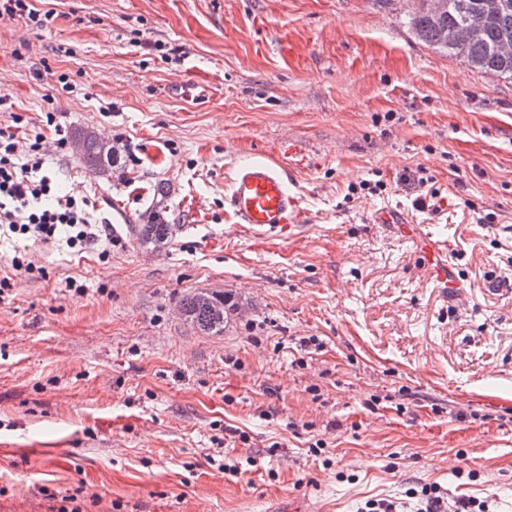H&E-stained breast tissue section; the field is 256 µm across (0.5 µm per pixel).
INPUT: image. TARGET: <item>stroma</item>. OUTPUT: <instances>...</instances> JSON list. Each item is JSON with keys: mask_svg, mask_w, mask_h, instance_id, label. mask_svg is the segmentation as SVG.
Returning <instances> with one entry per match:
<instances>
[{"mask_svg": "<svg viewBox=\"0 0 512 512\" xmlns=\"http://www.w3.org/2000/svg\"><path fill=\"white\" fill-rule=\"evenodd\" d=\"M416 6L39 0L50 28L0 21V128L49 136L51 116L135 154L104 176L70 145L45 163L95 218L123 202L108 254L0 239V512L75 491L86 512H418L425 483L512 512V79L420 43ZM255 160L298 193L288 239L224 209ZM388 207L460 289L374 223ZM158 219L167 241L143 244ZM192 291L238 300L223 334L185 321ZM417 251L424 265L438 282L445 284L447 288L448 286L458 288L448 254L440 248L438 242L423 240L418 243Z\"/></svg>", "mask_w": 512, "mask_h": 512, "instance_id": "35a3bbf8", "label": "stroma"}]
</instances>
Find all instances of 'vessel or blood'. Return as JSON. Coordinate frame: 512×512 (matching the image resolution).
<instances>
[{
    "label": "vessel or blood",
    "instance_id": "1",
    "mask_svg": "<svg viewBox=\"0 0 512 512\" xmlns=\"http://www.w3.org/2000/svg\"><path fill=\"white\" fill-rule=\"evenodd\" d=\"M224 205L236 223L264 238L291 235L301 223L300 201L290 179L266 162L234 167L224 194ZM417 251L438 282L456 286L448 255L438 242L421 241Z\"/></svg>",
    "mask_w": 512,
    "mask_h": 512
}]
</instances>
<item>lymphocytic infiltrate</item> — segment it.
I'll list each match as a JSON object with an SVG mask.
<instances>
[{
	"label": "lymphocytic infiltrate",
	"mask_w": 512,
	"mask_h": 512,
	"mask_svg": "<svg viewBox=\"0 0 512 512\" xmlns=\"http://www.w3.org/2000/svg\"><path fill=\"white\" fill-rule=\"evenodd\" d=\"M45 140L35 135L26 153H19L14 133L0 130V233L8 231L47 242L65 233L68 249L82 253L114 244L109 220L91 222L73 194L58 195L43 174ZM420 512H490L487 502L471 496L448 499L437 484L422 485Z\"/></svg>",
	"instance_id": "lymphocytic-infiltrate-1"
}]
</instances>
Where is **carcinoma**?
<instances>
[{
  "label": "carcinoma",
  "mask_w": 512,
  "mask_h": 512,
  "mask_svg": "<svg viewBox=\"0 0 512 512\" xmlns=\"http://www.w3.org/2000/svg\"><path fill=\"white\" fill-rule=\"evenodd\" d=\"M480 0H448V10L435 16L425 6V0H418L412 12L410 24L415 36L425 45L447 55L460 59L470 67L487 75L512 78V57L498 55L496 45L505 39L512 40V5L492 16L479 12ZM467 21H477L484 26L485 37L480 42L468 44H448L441 42V32L445 28L461 25ZM78 144V158L81 164L94 174L112 172L113 159L108 155L104 143L94 132L80 130L73 136ZM170 225L155 221L136 228L141 241L158 245L168 237ZM237 302L230 293L209 294L191 292L179 303V309L187 321L208 335L224 332V321L233 312Z\"/></svg>",
  "instance_id": "carcinoma-1"
}]
</instances>
